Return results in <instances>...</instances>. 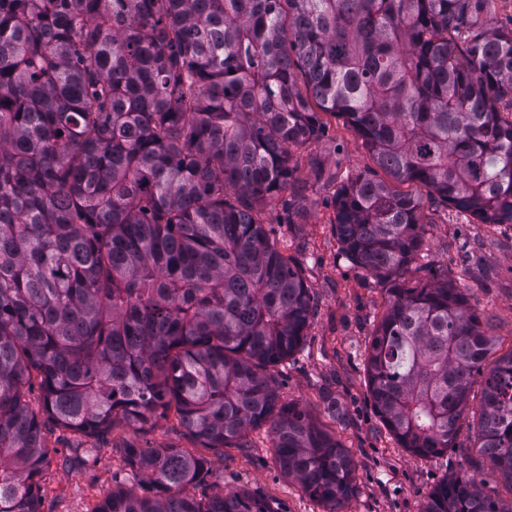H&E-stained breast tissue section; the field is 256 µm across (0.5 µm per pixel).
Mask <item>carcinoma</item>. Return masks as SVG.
<instances>
[{
	"mask_svg": "<svg viewBox=\"0 0 512 512\" xmlns=\"http://www.w3.org/2000/svg\"><path fill=\"white\" fill-rule=\"evenodd\" d=\"M305 91H300L297 77ZM341 117L390 181L336 192L345 257L388 296L366 359L383 425L421 456L453 447L475 376L477 441L512 483V351L456 279L414 285L417 182L512 227V17L496 0H0V512H41L49 464L24 399L95 437L175 407L214 451L268 426L281 473L336 512L354 463L270 368L312 313L259 220L294 190L292 150ZM148 494L93 512H273L248 491L198 498L211 461L121 449ZM424 512H512L457 477Z\"/></svg>",
	"mask_w": 512,
	"mask_h": 512,
	"instance_id": "carcinoma-1",
	"label": "carcinoma"
}]
</instances>
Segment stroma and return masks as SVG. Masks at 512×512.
Here are the masks:
<instances>
[{
	"mask_svg": "<svg viewBox=\"0 0 512 512\" xmlns=\"http://www.w3.org/2000/svg\"><path fill=\"white\" fill-rule=\"evenodd\" d=\"M321 121L318 140L295 151L292 158L295 183L303 188L304 223L287 224L281 197L260 215L278 249L299 268L313 306L300 345L272 369L282 400L308 411L354 460L355 489L341 512H423L432 490L456 476L474 478L487 497L511 501L512 483L491 472L476 444L482 376L472 381L469 408L448 452L435 457L414 454L401 448L383 426L365 365L386 294L363 279L342 255L334 226L337 186L316 180L313 165L321 163L339 181L369 173L381 179L385 173L342 118L325 113ZM401 189L425 202V246L422 257L410 267L409 280L425 282L431 273L453 271L493 340L489 361L512 352V228L456 215L445 204L431 202L428 188L422 185L405 183ZM463 247L469 252L464 263L458 259ZM24 397L42 424L50 456L41 482V512H93L112 489L143 492L144 484L128 478L123 467L120 450L126 445L201 447L171 410L154 427L120 423L109 433L84 439L78 450L75 434L44 414L38 379L25 386ZM246 441V447L212 455L215 482L197 488L196 496L250 491L266 499L275 512H326L321 501L281 474L266 426L248 430Z\"/></svg>",
	"mask_w": 512,
	"mask_h": 512,
	"instance_id": "obj_1",
	"label": "stroma"
}]
</instances>
